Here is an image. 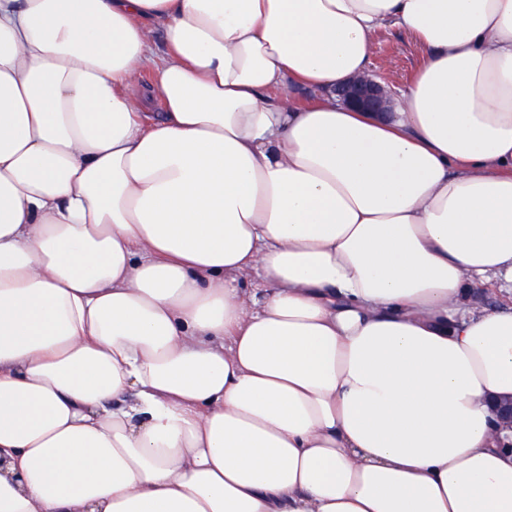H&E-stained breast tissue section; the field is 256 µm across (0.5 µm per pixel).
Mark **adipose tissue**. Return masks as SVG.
<instances>
[{
    "mask_svg": "<svg viewBox=\"0 0 512 512\" xmlns=\"http://www.w3.org/2000/svg\"><path fill=\"white\" fill-rule=\"evenodd\" d=\"M499 398L512 0H0V512H512ZM374 43L369 73L381 77L363 76L337 87L335 92L345 106L387 114L392 112L394 91L385 78L396 86V91L403 88L420 66L421 56L411 37L392 26L379 29Z\"/></svg>",
    "mask_w": 512,
    "mask_h": 512,
    "instance_id": "obj_1",
    "label": "adipose tissue"
}]
</instances>
